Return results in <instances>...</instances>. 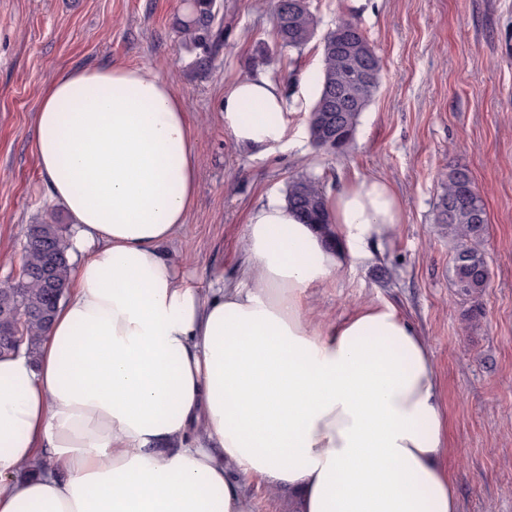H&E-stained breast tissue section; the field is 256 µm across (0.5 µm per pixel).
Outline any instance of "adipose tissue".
<instances>
[{
    "label": "adipose tissue",
    "mask_w": 512,
    "mask_h": 512,
    "mask_svg": "<svg viewBox=\"0 0 512 512\" xmlns=\"http://www.w3.org/2000/svg\"><path fill=\"white\" fill-rule=\"evenodd\" d=\"M220 113L260 156L300 134L266 76L231 83ZM34 139L72 272L36 352L0 358V512H250L251 481L294 512H457L425 336L389 303L310 305L401 223L390 182L329 194L324 231L269 199L237 278L203 290L170 250L199 184L169 79L64 70Z\"/></svg>",
    "instance_id": "ef3b65f1"
}]
</instances>
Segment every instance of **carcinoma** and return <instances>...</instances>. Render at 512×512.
Segmentation results:
<instances>
[{"label": "carcinoma", "mask_w": 512, "mask_h": 512, "mask_svg": "<svg viewBox=\"0 0 512 512\" xmlns=\"http://www.w3.org/2000/svg\"><path fill=\"white\" fill-rule=\"evenodd\" d=\"M223 10L224 0H189L187 12L175 21L181 45L195 53V64L202 71L212 66L224 47V28L217 24ZM316 27L308 0H276L274 28L281 47L302 49ZM380 71V59L356 23L341 19L323 37L319 92L308 116L309 134L316 147H322L327 118L337 115L340 124L333 130L335 153L345 152L379 84ZM286 200L306 223H328L325 186L320 179L303 176L290 181ZM435 223L454 242L450 267L454 288L461 296L479 298L490 277L482 249L487 214L467 169L448 170L435 204ZM66 248L56 225H31L22 257L26 276L0 287V324L17 308L27 312L25 346L31 353L51 323L57 304L67 296L71 265Z\"/></svg>", "instance_id": "1"}]
</instances>
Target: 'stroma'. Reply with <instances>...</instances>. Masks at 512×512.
<instances>
[{
	"label": "stroma",
	"instance_id": "obj_1",
	"mask_svg": "<svg viewBox=\"0 0 512 512\" xmlns=\"http://www.w3.org/2000/svg\"><path fill=\"white\" fill-rule=\"evenodd\" d=\"M275 0H224L230 51L198 71L180 45L183 0H0V283L17 280L31 225L70 226L48 200L33 126L40 96L73 67L150 64L170 79L194 135L199 192L178 258L197 287L234 278L247 217L289 181L326 191L358 178L392 183L403 220L373 258L354 262L312 298L316 318L362 303L394 304L426 337L448 435L458 512H512V0H310L302 49L280 48ZM363 30L381 76L341 155L309 135L266 156L238 146L218 114L233 81L277 80L306 124L318 94L321 41L339 19ZM467 168L483 199L490 280L477 302L451 284L454 243L434 222L449 168ZM477 310L476 321L464 316Z\"/></svg>",
	"mask_w": 512,
	"mask_h": 512
}]
</instances>
